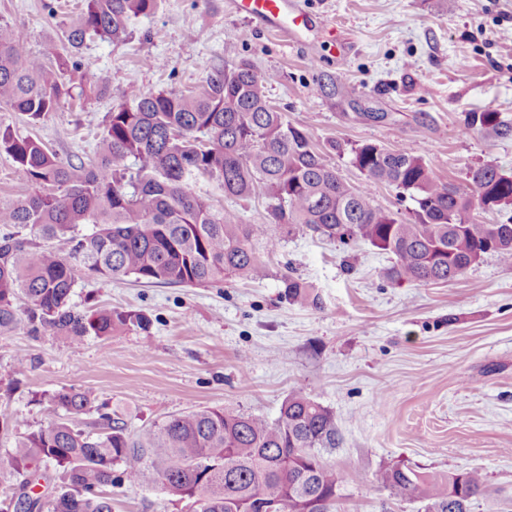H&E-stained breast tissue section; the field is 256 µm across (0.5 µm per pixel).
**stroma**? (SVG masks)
Returning a JSON list of instances; mask_svg holds the SVG:
<instances>
[{
	"instance_id": "35a3bbf8",
	"label": "stroma",
	"mask_w": 512,
	"mask_h": 512,
	"mask_svg": "<svg viewBox=\"0 0 512 512\" xmlns=\"http://www.w3.org/2000/svg\"><path fill=\"white\" fill-rule=\"evenodd\" d=\"M0 0L26 49L45 61L66 50L64 24L80 0ZM320 28L296 43L236 14L229 0H160L119 42L82 49L108 94L62 104L37 124L0 106V130L41 140L65 162L99 149L112 90L196 89L225 48L272 75L268 96L317 146L371 142L409 149L435 177L466 187L469 167L512 171V137L465 131L469 112L512 121V0H299ZM225 216L253 225L268 268L259 281L201 287L112 283L77 270L71 302L140 312L147 328L77 346L26 324L0 335V448L45 421L41 393L72 387L108 403L142 434L191 410L224 407L276 420L301 390L334 415L340 440L326 458L346 475L353 512H418L375 482L404 463L438 472L482 470L497 512H512V266L492 255L457 279L421 285L386 276L390 255L345 247L301 225L272 223L264 196H224ZM276 237V251L265 248ZM317 304L288 299L285 276ZM28 368L10 376L17 353ZM112 512H180L153 478L112 490Z\"/></svg>"
}]
</instances>
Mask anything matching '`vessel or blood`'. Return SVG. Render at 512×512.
<instances>
[{
    "label": "vessel or blood",
    "instance_id": "b4317fda",
    "mask_svg": "<svg viewBox=\"0 0 512 512\" xmlns=\"http://www.w3.org/2000/svg\"><path fill=\"white\" fill-rule=\"evenodd\" d=\"M232 4L237 13L287 38L300 39L315 27L311 16L299 8L296 0H232Z\"/></svg>",
    "mask_w": 512,
    "mask_h": 512
}]
</instances>
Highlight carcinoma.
<instances>
[{"mask_svg":"<svg viewBox=\"0 0 512 512\" xmlns=\"http://www.w3.org/2000/svg\"><path fill=\"white\" fill-rule=\"evenodd\" d=\"M159 0H83L65 31L68 53L48 65L30 54L0 23V104L37 123L73 97L70 73L86 41H119L131 19L149 16ZM271 76L233 56L206 75L198 90H148L109 113L96 159L61 161L40 140L0 132V151L32 187L0 206V226L34 230L40 243L0 235V333L19 322L23 299L32 336L50 331L78 345L108 339L145 315L98 307L74 309L70 295L81 267L104 280L133 277L155 285L192 287L231 275L260 280L267 267L251 244L253 225L238 224L196 192L207 177L224 194L247 199L261 192L276 224H302L348 246L358 241L391 254L394 282L447 283L491 254L512 265V216L496 224L474 211L512 209V172L491 163L469 168V191L437 180L423 158L405 148L354 144L350 163L371 185H387L414 202L411 215L374 204L351 185L330 154L317 147L270 104ZM506 138L512 123L497 112H471L464 129ZM288 298L305 304L308 285L284 278ZM40 401L46 422L0 451V474L22 475L49 461L59 470L56 496L33 499L36 512H112L104 490L155 481L192 512H340L345 477L324 453L339 434L332 413L296 390L270 422L224 408L175 415L143 435L128 432L108 405L88 390L70 388ZM96 409L101 431L89 433L80 415ZM375 480L400 502L425 512H471L486 489L485 474L420 471L406 465L380 470Z\"/></svg>","mask_w":512,"mask_h":512,"instance_id":"1","label":"carcinoma"}]
</instances>
